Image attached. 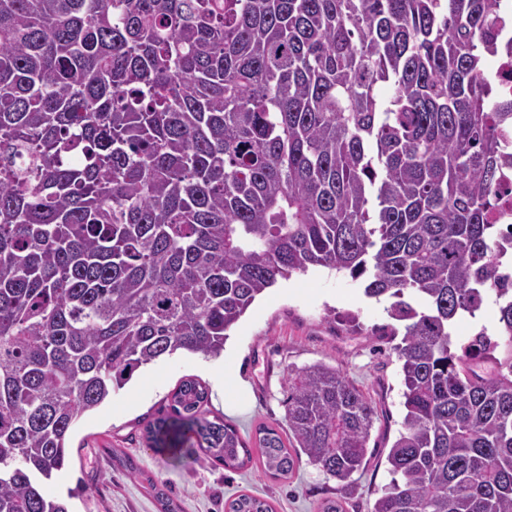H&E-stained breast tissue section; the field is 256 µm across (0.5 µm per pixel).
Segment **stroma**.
<instances>
[{
    "instance_id": "1",
    "label": "stroma",
    "mask_w": 512,
    "mask_h": 512,
    "mask_svg": "<svg viewBox=\"0 0 512 512\" xmlns=\"http://www.w3.org/2000/svg\"><path fill=\"white\" fill-rule=\"evenodd\" d=\"M364 286L360 279L312 269L279 281L258 297L231 330L224 349V362L238 370L242 395L237 401H225L212 388V360L179 352L141 368L105 406L76 424L70 464L50 484V492L85 488L86 499L72 501L74 512H162L147 488L151 478L167 486L179 512H224L225 501L243 491L271 501L276 512H318L327 498L343 501L346 512H368L391 479L383 451L397 435L404 408L394 343L379 333L389 319L382 305L365 297ZM318 362L338 368L378 411L369 461L348 489L305 460L289 478L277 479L252 466L231 471L220 464L169 461L149 448L146 425L167 408L188 377L209 386V410L236 426L244 440L255 441L262 424L286 430L288 371ZM117 455L132 456L142 478L117 468Z\"/></svg>"
}]
</instances>
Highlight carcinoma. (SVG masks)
Listing matches in <instances>:
<instances>
[{
    "mask_svg": "<svg viewBox=\"0 0 512 512\" xmlns=\"http://www.w3.org/2000/svg\"><path fill=\"white\" fill-rule=\"evenodd\" d=\"M499 0H0V512L140 368L224 353L279 280L366 278L405 414L370 512H512V101L483 78ZM387 86L391 95L381 97ZM497 310L454 342L463 314ZM182 382L167 459L346 487L377 411L339 369L288 370V435L251 448ZM224 512H275L240 493Z\"/></svg>",
    "mask_w": 512,
    "mask_h": 512,
    "instance_id": "obj_1",
    "label": "carcinoma"
}]
</instances>
